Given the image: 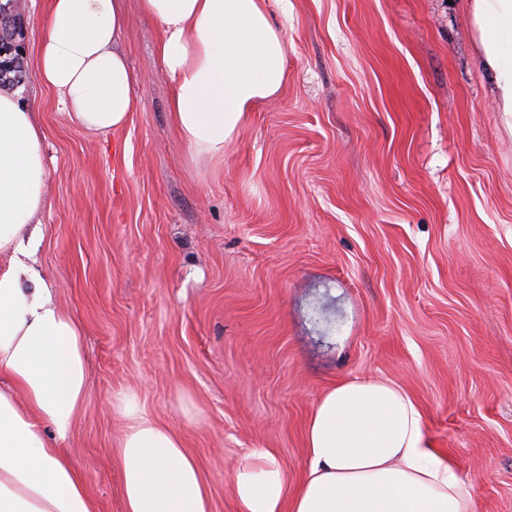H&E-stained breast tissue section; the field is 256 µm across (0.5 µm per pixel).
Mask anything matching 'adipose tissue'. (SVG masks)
Segmentation results:
<instances>
[{
	"label": "adipose tissue",
	"instance_id": "1",
	"mask_svg": "<svg viewBox=\"0 0 512 512\" xmlns=\"http://www.w3.org/2000/svg\"><path fill=\"white\" fill-rule=\"evenodd\" d=\"M159 23L172 117L194 158L217 160L285 77L286 39L266 0H142ZM497 111L512 116V0H467ZM120 0H50L39 41L46 85L72 120L107 133L138 99ZM45 136L15 94L0 93V512H98L61 451L86 393L83 329L60 309L25 247L46 206ZM124 512H212L209 485L182 437L115 399ZM307 471L289 486L276 456L253 450L233 475L238 512H473L469 484L431 447L419 405L399 386L351 378L316 402Z\"/></svg>",
	"mask_w": 512,
	"mask_h": 512
}]
</instances>
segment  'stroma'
<instances>
[{
    "label": "stroma",
    "instance_id": "35a3bbf8",
    "mask_svg": "<svg viewBox=\"0 0 512 512\" xmlns=\"http://www.w3.org/2000/svg\"><path fill=\"white\" fill-rule=\"evenodd\" d=\"M49 0H24L13 86L45 134L35 267L84 329L89 381L64 443L99 512H123L112 407L135 392L179 431L213 512L271 450L289 485L340 382L421 407L474 512H512V117L476 60L464 0H267L287 79L195 160L173 123L156 20L123 0L139 106L86 131L37 70Z\"/></svg>",
    "mask_w": 512,
    "mask_h": 512
}]
</instances>
